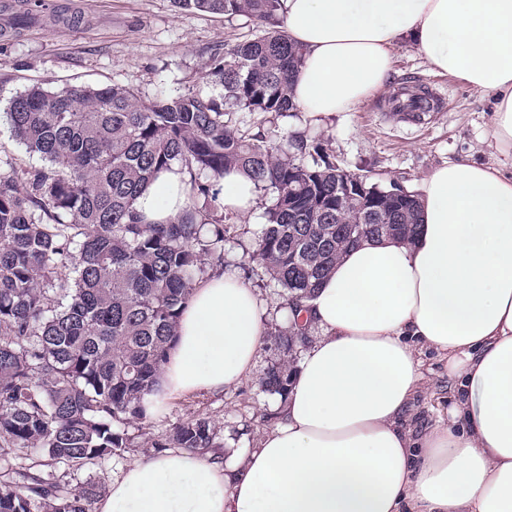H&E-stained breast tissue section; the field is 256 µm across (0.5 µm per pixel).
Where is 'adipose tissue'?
I'll use <instances>...</instances> for the list:
<instances>
[{
    "mask_svg": "<svg viewBox=\"0 0 512 512\" xmlns=\"http://www.w3.org/2000/svg\"><path fill=\"white\" fill-rule=\"evenodd\" d=\"M304 61L293 101L319 124L382 90L408 41L441 74L492 93L494 139L512 148V0H281ZM406 241L347 249L302 319L319 331L254 448L141 456L96 512H512V174L461 159L417 188ZM186 203L160 175L138 201L149 220ZM269 306L214 268L195 283L148 415L248 377ZM461 378L451 420L414 435L404 415L423 383L416 350Z\"/></svg>",
    "mask_w": 512,
    "mask_h": 512,
    "instance_id": "1",
    "label": "adipose tissue"
}]
</instances>
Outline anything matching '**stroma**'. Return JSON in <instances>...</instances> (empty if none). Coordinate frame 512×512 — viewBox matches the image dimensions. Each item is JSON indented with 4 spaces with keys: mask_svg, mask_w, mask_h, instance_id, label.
Masks as SVG:
<instances>
[{
    "mask_svg": "<svg viewBox=\"0 0 512 512\" xmlns=\"http://www.w3.org/2000/svg\"><path fill=\"white\" fill-rule=\"evenodd\" d=\"M19 0H0V167L17 162L33 166L15 140L2 113L9 101L29 86L56 90L66 86L117 83L141 98L161 93L213 92L203 64L214 46L241 33V19L183 10L173 0H43L38 19L22 32L13 29ZM441 95L443 108L424 123L402 122L383 110L403 79ZM493 99L464 81L437 74L407 42L394 50L393 69L384 90L324 124L305 121L289 112L276 122L277 135H305L317 140L341 166L370 176L382 187H414L438 167L465 158L485 167L512 172V152L499 150L493 137ZM272 190H259L250 214L237 216L224 240V270L255 288L270 306L269 328L287 327L281 290L263 279L252 253L274 202ZM426 385L407 416L422 432L448 417L459 389L448 375V360L430 348L422 351ZM274 336H267L257 364L240 385L214 396L198 394L168 403L163 417L130 421L134 439L127 456L71 471L70 483L95 477L110 485L112 473L127 458L152 454V440L170 433L179 422L196 417L215 426L222 446L253 447L272 426L270 396L261 387L268 368L285 363Z\"/></svg>",
    "mask_w": 512,
    "mask_h": 512,
    "instance_id": "35a3bbf8",
    "label": "stroma"
}]
</instances>
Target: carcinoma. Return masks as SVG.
Instances as JSON below:
<instances>
[{"mask_svg":"<svg viewBox=\"0 0 512 512\" xmlns=\"http://www.w3.org/2000/svg\"><path fill=\"white\" fill-rule=\"evenodd\" d=\"M173 2L245 19L247 34L204 63L223 94L144 100L119 84L34 85L6 112L42 165L0 170V512H92L102 485L72 486L59 469L121 456L130 438L113 423L147 418L194 279L224 263V172L276 193L256 255L288 304L312 296L356 234L414 233L411 192L346 172L314 139H273L268 123L296 111L291 80L303 63L281 0ZM175 167L189 176V204L152 223L138 199ZM305 341L290 327L278 347L294 360ZM293 368L269 369L264 390L285 394ZM153 447L221 443L194 418ZM32 448L48 457L39 474L26 464Z\"/></svg>","mask_w":512,"mask_h":512,"instance_id":"obj_1","label":"carcinoma"}]
</instances>
